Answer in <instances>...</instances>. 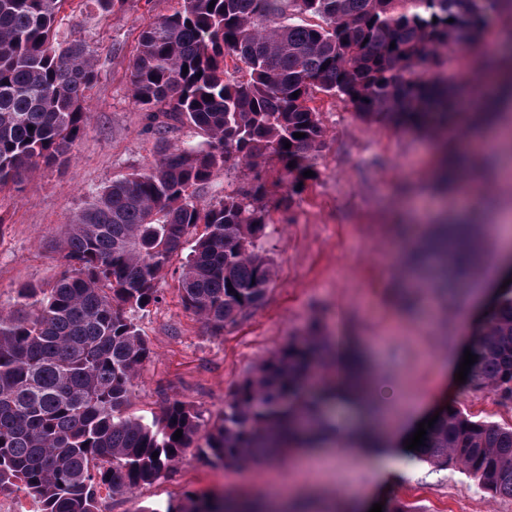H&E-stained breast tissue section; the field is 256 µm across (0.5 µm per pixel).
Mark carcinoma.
<instances>
[{
	"label": "carcinoma",
	"instance_id": "1",
	"mask_svg": "<svg viewBox=\"0 0 512 512\" xmlns=\"http://www.w3.org/2000/svg\"><path fill=\"white\" fill-rule=\"evenodd\" d=\"M76 2L108 12L124 0H0V193L69 159L90 121L94 55L61 32ZM492 15L511 41L512 0H177L144 26L129 64L131 98L158 140L187 125L201 141L170 144L92 192L57 246L54 284L24 285L13 308H0V494L21 489L37 512H102L101 489L125 494L167 479L189 448L215 464L260 463L292 450L286 431L319 430L343 342L316 325L237 384L208 428L176 399L150 420L127 414L151 357L133 314L160 302L159 281L186 248V309L221 332L257 308L273 275L264 247L272 212L318 179L303 172L316 171L326 135L319 95L339 97L367 124L447 130L458 124L460 95L448 83L449 58ZM475 63L512 80V60L481 53ZM239 168L246 173L222 196L202 199L215 172ZM481 261L469 226L445 224L419 243L406 288L446 289ZM474 354L466 385L511 401L512 289ZM346 367L366 387L356 351ZM415 455L512 499V426L453 406ZM140 512L266 510L193 494Z\"/></svg>",
	"mask_w": 512,
	"mask_h": 512
}]
</instances>
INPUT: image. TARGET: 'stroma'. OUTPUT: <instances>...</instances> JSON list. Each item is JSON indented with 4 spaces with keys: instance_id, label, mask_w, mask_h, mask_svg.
I'll list each match as a JSON object with an SVG mask.
<instances>
[{
    "instance_id": "1",
    "label": "stroma",
    "mask_w": 512,
    "mask_h": 512,
    "mask_svg": "<svg viewBox=\"0 0 512 512\" xmlns=\"http://www.w3.org/2000/svg\"><path fill=\"white\" fill-rule=\"evenodd\" d=\"M175 5L176 0H128L120 10L69 14L68 30L90 46L99 72L90 93L92 118L76 159L41 169L21 191L0 194V307L14 304L20 285L45 288L55 280L61 259L54 246L89 191L157 158L160 144L131 99L127 74L139 30ZM319 107L327 129L315 161L319 177L291 209L275 212L267 228L274 275L263 302L237 324L214 332L184 308L178 274L169 270L159 283L161 302L135 316L152 355L136 380L131 412L148 418L164 401L178 399L213 420L240 381L316 321L331 334L337 324L346 325L360 339L377 380L398 399L451 391L454 405L474 419L512 425V402L490 389L453 384L451 364L467 336L463 301L490 287L487 265L447 299L417 294L407 304L401 298L404 257L437 219L477 224L489 261L504 259L499 226L486 216L512 212V189L487 184L478 215L460 202L466 179L439 189L444 143L478 138L470 120L421 137L364 125L337 98H322ZM372 485L364 458H356L343 477L322 448L274 463L229 467L211 464L191 448L172 478L107 497L102 508L138 512L190 491L260 499L284 488L295 512H343L350 491ZM380 496L412 512H512V499L492 495L461 469L420 460Z\"/></svg>"
}]
</instances>
